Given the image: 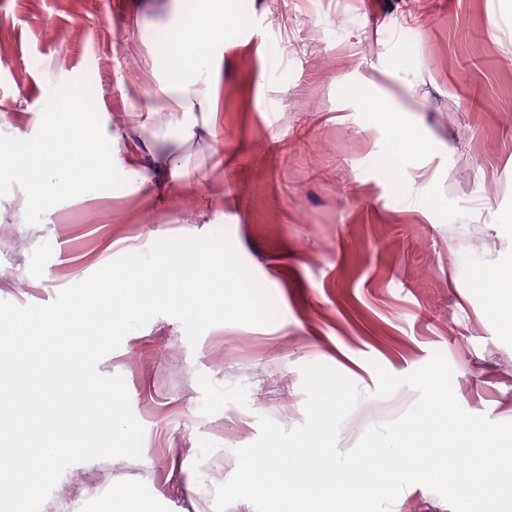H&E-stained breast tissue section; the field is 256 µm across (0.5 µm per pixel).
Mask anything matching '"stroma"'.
Returning a JSON list of instances; mask_svg holds the SVG:
<instances>
[{
	"instance_id": "obj_1",
	"label": "stroma",
	"mask_w": 512,
	"mask_h": 512,
	"mask_svg": "<svg viewBox=\"0 0 512 512\" xmlns=\"http://www.w3.org/2000/svg\"><path fill=\"white\" fill-rule=\"evenodd\" d=\"M248 23L224 50L217 138L158 139L166 113L143 64L165 0H0V114L35 136L63 74L114 116L131 141L188 157L192 184L160 198L110 193L49 205L18 223L20 193L0 174V300L52 303L129 247L223 234L278 299L271 324H220L190 344L159 316L126 335L98 370L122 375L145 428L141 460L69 468L51 497L88 488L85 512H122L136 491L146 512H215L190 475L228 482L235 451L259 417L290 429L304 418L302 369L323 364L368 397L344 422L339 450L400 416L417 394L372 398L377 368L405 377L442 354L461 408L512 422V322L490 313L460 264L512 266V0H243ZM499 24L498 39L489 29ZM374 83L402 106L367 112L353 98ZM414 121L438 145L439 207L417 209L420 158L388 172L382 155Z\"/></svg>"
}]
</instances>
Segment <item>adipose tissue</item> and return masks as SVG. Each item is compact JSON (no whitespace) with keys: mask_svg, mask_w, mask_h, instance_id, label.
<instances>
[{"mask_svg":"<svg viewBox=\"0 0 512 512\" xmlns=\"http://www.w3.org/2000/svg\"><path fill=\"white\" fill-rule=\"evenodd\" d=\"M173 18L158 35L146 60L157 75L156 96L165 103L167 127L185 143L198 134L215 135L222 110L220 87L224 73V40L230 25H244L247 15L234 0H172ZM56 105L40 116L41 133L30 138L8 135L5 158L19 176L21 223H28L50 200L82 198L98 186H111L114 174L124 185L147 195L166 182L187 180V158L156 154L122 145L113 134L106 151H87L77 118L97 110L95 97L82 87L57 84Z\"/></svg>","mask_w":512,"mask_h":512,"instance_id":"ef3b65f1","label":"adipose tissue"}]
</instances>
